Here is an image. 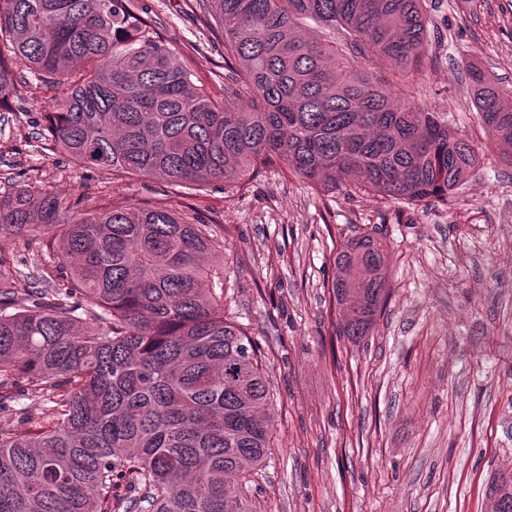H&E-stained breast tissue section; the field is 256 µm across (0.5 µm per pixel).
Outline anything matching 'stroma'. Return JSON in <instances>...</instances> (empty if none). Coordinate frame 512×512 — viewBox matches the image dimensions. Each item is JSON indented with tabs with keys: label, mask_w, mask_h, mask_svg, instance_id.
Returning a JSON list of instances; mask_svg holds the SVG:
<instances>
[{
	"label": "stroma",
	"mask_w": 512,
	"mask_h": 512,
	"mask_svg": "<svg viewBox=\"0 0 512 512\" xmlns=\"http://www.w3.org/2000/svg\"><path fill=\"white\" fill-rule=\"evenodd\" d=\"M193 0H130L215 96L224 43ZM429 57L406 90L465 134L479 165L448 203L324 194L284 165L196 196L160 178L112 176L41 138L50 82L20 69L0 106V195L45 189L79 210L116 200L192 205L224 239V305L273 387L274 428L257 512H493L512 479V168L469 96L479 66L512 87V0H424ZM387 245L388 295L356 342L337 336L336 251Z\"/></svg>",
	"instance_id": "1"
}]
</instances>
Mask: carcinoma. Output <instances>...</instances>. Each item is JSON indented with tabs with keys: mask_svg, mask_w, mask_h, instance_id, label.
Masks as SVG:
<instances>
[{
	"mask_svg": "<svg viewBox=\"0 0 512 512\" xmlns=\"http://www.w3.org/2000/svg\"><path fill=\"white\" fill-rule=\"evenodd\" d=\"M421 3L196 0L235 63L218 100L128 0H0V101L15 62L58 80L43 138L114 175L234 188L281 163L328 193L446 202L480 155L400 90L427 58ZM468 78L512 166V93L476 65ZM33 232L59 274L0 256V419L19 389L47 407L24 431L0 422V512H255L274 393L224 316V239L165 205L75 213L28 185L0 195V246ZM386 273L380 238L337 249V335L369 334ZM123 482L135 498H117ZM492 493L512 512V483Z\"/></svg>",
	"mask_w": 512,
	"mask_h": 512,
	"instance_id": "obj_1",
	"label": "carcinoma"
}]
</instances>
